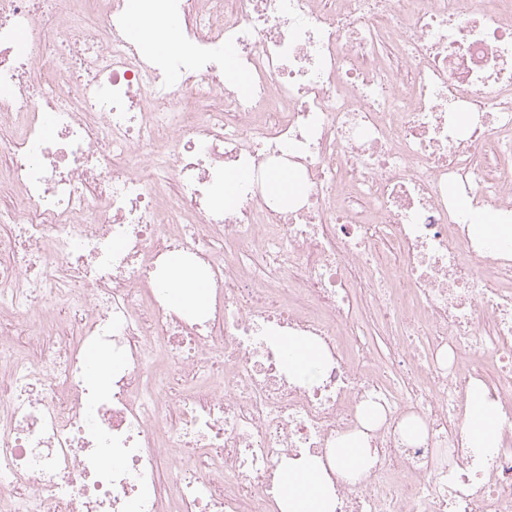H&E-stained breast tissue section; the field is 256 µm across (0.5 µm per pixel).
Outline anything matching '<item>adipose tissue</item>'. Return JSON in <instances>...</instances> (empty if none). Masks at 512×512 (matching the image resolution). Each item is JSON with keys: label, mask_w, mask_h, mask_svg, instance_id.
Masks as SVG:
<instances>
[{"label": "adipose tissue", "mask_w": 512, "mask_h": 512, "mask_svg": "<svg viewBox=\"0 0 512 512\" xmlns=\"http://www.w3.org/2000/svg\"><path fill=\"white\" fill-rule=\"evenodd\" d=\"M168 278L173 303L185 310L203 307L212 295V282L180 262H173ZM463 431L475 448H491L498 441V423L484 407L480 392L470 395ZM334 455L337 478L351 485L358 484L374 465L368 437L360 431L338 437ZM281 481L285 489L284 512H330L329 488L316 461L305 460L289 467Z\"/></svg>", "instance_id": "ef3b65f1"}]
</instances>
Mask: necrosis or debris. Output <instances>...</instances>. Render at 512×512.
<instances>
[{
	"mask_svg": "<svg viewBox=\"0 0 512 512\" xmlns=\"http://www.w3.org/2000/svg\"><path fill=\"white\" fill-rule=\"evenodd\" d=\"M141 18L177 53L129 36L126 0H0V189L22 190L0 206V512H281L309 458L332 512H512V255L466 226L487 206L512 223V0ZM279 167L302 195L268 193ZM233 169L250 178L228 205ZM174 255L211 276L201 313L169 300ZM368 317L391 330L382 367ZM295 337L321 355L312 383L288 373ZM477 387L491 449L462 430ZM371 407L358 488L329 450Z\"/></svg>",
	"mask_w": 512,
	"mask_h": 512,
	"instance_id": "4bbe7bcc",
	"label": "necrosis or debris"
}]
</instances>
